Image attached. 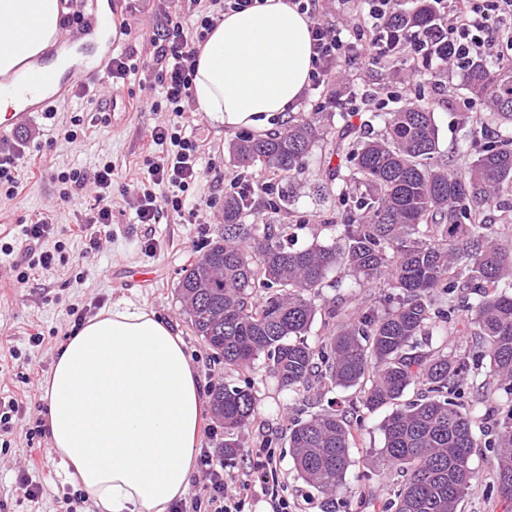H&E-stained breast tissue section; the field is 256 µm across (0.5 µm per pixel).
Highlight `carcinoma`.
I'll list each match as a JSON object with an SVG mask.
<instances>
[{
	"label": "carcinoma",
	"mask_w": 512,
	"mask_h": 512,
	"mask_svg": "<svg viewBox=\"0 0 512 512\" xmlns=\"http://www.w3.org/2000/svg\"><path fill=\"white\" fill-rule=\"evenodd\" d=\"M435 15L436 0H417L409 11L395 0L393 28L422 31ZM464 86L486 101L503 129L470 125L457 155L446 159L433 112L418 105L385 113L386 135L377 139L347 121V112L344 130L301 112L280 130L236 137L230 149L241 166L280 179L293 178L315 142L328 138L330 158L350 163L328 188L338 200L325 223L333 238L291 249V225L245 223V204L231 193L224 196V229L175 287L195 336L224 367L260 362L288 394L316 378L331 390L359 389L368 411L393 406L379 454L401 481L377 504L381 512H459L478 479L470 459L481 446L496 449L497 492L512 502V409L488 442H478L475 417L457 404L464 358L418 343L457 312H474V345L512 395V247L489 220L494 210L512 211V67L484 60L464 69ZM338 269L343 274L329 280ZM374 284L391 292L350 311L327 309L324 338L308 343L323 288H345L353 297ZM416 384L427 395L398 404ZM210 397L224 425V463L231 464L241 452L234 433L252 424L261 399L249 383L218 384ZM354 414V407L332 405L292 424L295 469L322 494L346 481Z\"/></svg>",
	"instance_id": "carcinoma-1"
}]
</instances>
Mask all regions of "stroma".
<instances>
[{
	"label": "stroma",
	"mask_w": 512,
	"mask_h": 512,
	"mask_svg": "<svg viewBox=\"0 0 512 512\" xmlns=\"http://www.w3.org/2000/svg\"><path fill=\"white\" fill-rule=\"evenodd\" d=\"M400 81L413 85V95L430 101L439 131L441 153L455 148L464 127L461 111L470 96L463 89V73L448 70L441 85H434L426 71H412L409 54L392 53L379 62L348 70L345 82L372 100L362 120L372 134L385 130L382 114L383 87ZM106 90L74 86L71 95L55 104L53 114L36 113L14 133L22 157L13 174L19 186L15 197L0 194V241L11 245V255H0V397H13L20 412L12 420V433L0 436V512H59L67 498L80 487L61 459L52 453L48 437L27 438L30 421L42 417L45 409L41 385L50 372L57 351L77 326L75 311H97L125 301L151 310L182 336L190 352L203 390L220 383L239 384L250 380L261 399V410L239 440L243 455L228 466L230 474L241 473L246 459L263 441L272 440L277 459L279 484L292 512H373L371 500L389 498L399 476L384 471L377 459L383 446L381 425L388 408L364 415L357 445L352 448L354 464L345 483L328 497L301 479L288 446L294 419L304 417L329 402L341 404L359 399L358 389H334L324 398L306 390L290 396L280 391L262 365L251 370L229 369L212 361L204 343L194 335L175 286L183 270L198 256L224 226V197L236 181L261 182L259 168L241 167L229 145L236 133L211 122L204 113L186 105L178 122L186 134L204 142L201 175L190 185L187 205H201L202 221L183 223L173 210L160 212L156 223L142 224L136 217L131 192L147 168L142 149L153 127L167 123L165 111H127L121 124H113ZM75 138H68V131ZM328 146L317 142L306 159L304 171L292 183L294 201L287 208H269L265 196H258L246 214L249 224H289L293 231L288 244L303 248L326 242L331 232L324 222L335 211V196L316 195L317 185L327 183ZM112 166V236L98 249H90L76 235L94 187L65 197L62 175L72 171L93 173L103 163ZM46 213L54 230L39 242L42 250L61 249L65 261L40 271L34 280L12 287L14 263L20 262L24 246L17 240L20 224ZM41 332L34 344L29 336ZM494 457L490 449L479 448L471 459L480 479L460 504V512H512V504L496 493ZM29 475L42 490L38 502H30L19 487L22 475Z\"/></svg>",
	"instance_id": "obj_1"
}]
</instances>
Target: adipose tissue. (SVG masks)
Listing matches in <instances>:
<instances>
[{
	"label": "adipose tissue",
	"mask_w": 512,
	"mask_h": 512,
	"mask_svg": "<svg viewBox=\"0 0 512 512\" xmlns=\"http://www.w3.org/2000/svg\"><path fill=\"white\" fill-rule=\"evenodd\" d=\"M59 0H0V75L31 71L59 35ZM311 21L290 0L226 12L201 48L191 101L258 129L310 84ZM52 451L99 512H169L190 487L210 407L181 336L154 312L113 304L76 329L42 385Z\"/></svg>",
	"instance_id": "obj_1"
}]
</instances>
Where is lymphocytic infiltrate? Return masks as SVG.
<instances>
[{
	"mask_svg": "<svg viewBox=\"0 0 512 512\" xmlns=\"http://www.w3.org/2000/svg\"><path fill=\"white\" fill-rule=\"evenodd\" d=\"M291 2L307 13L311 21L310 83L312 89L323 93L314 106L315 111L329 110L341 102L346 111L362 112L365 98L352 92L344 95L332 91L331 86L342 70L388 55L392 0H336L332 9L328 8L327 0ZM253 4L254 0H205L191 29L184 27L178 16L164 13L149 37V53L113 57L106 69V88H119L121 82L138 70L152 71L164 89L171 111L182 112L185 102L191 99L199 49L217 20L223 18L225 11L243 10ZM507 16L512 17V0H448L446 15L438 16L429 32L410 38L407 47L414 54L433 57L436 65L448 64L461 69L479 56H490L503 48L512 50V34L498 26L499 20ZM443 41L448 44L447 55L431 56V46ZM148 145L162 147L163 152L150 161L137 188L139 223H155L165 206L186 213L187 223H196L198 213L186 209L183 194L199 177L202 149L197 138L182 135L173 126H159L152 131ZM68 179L78 190L90 180L97 187L94 202L80 227L89 247H97L101 234L107 232L112 222V167L100 166L90 178L74 172ZM51 229V221L44 216L23 225L21 239L29 247L25 253L27 268L17 274L18 283H26L31 270L55 265L54 252L33 247L34 242L47 238ZM199 464L208 480L206 498L192 501L199 512H243L246 502L260 495L265 497L271 512H288V500L278 490L273 456L267 449L260 448L253 453L241 477H225L223 465L214 463L205 448L200 451Z\"/></svg>",
	"mask_w": 512,
	"mask_h": 512,
	"instance_id": "obj_1",
	"label": "lymphocytic infiltrate"
}]
</instances>
